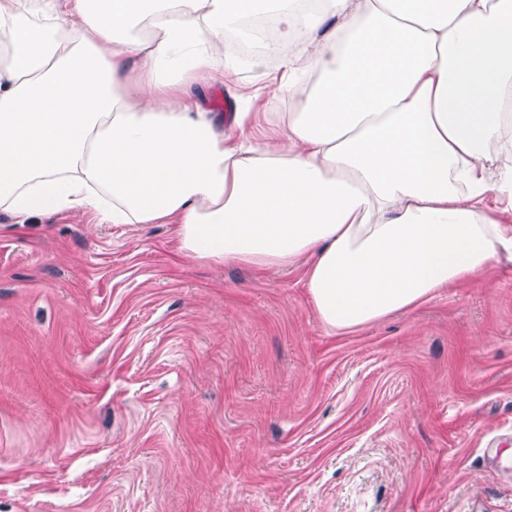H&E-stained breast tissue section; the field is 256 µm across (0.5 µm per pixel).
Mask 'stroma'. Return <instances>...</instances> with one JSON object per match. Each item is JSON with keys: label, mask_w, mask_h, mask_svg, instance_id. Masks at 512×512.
Instances as JSON below:
<instances>
[{"label": "stroma", "mask_w": 512, "mask_h": 512, "mask_svg": "<svg viewBox=\"0 0 512 512\" xmlns=\"http://www.w3.org/2000/svg\"><path fill=\"white\" fill-rule=\"evenodd\" d=\"M0 512H512V259L342 333L301 269L0 213Z\"/></svg>", "instance_id": "35a3bbf8"}]
</instances>
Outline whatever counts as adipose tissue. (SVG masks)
<instances>
[{
	"instance_id": "adipose-tissue-1",
	"label": "adipose tissue",
	"mask_w": 512,
	"mask_h": 512,
	"mask_svg": "<svg viewBox=\"0 0 512 512\" xmlns=\"http://www.w3.org/2000/svg\"><path fill=\"white\" fill-rule=\"evenodd\" d=\"M298 95L266 139L203 87L228 34ZM512 0H0V212L171 224L192 261L302 267L322 323L407 312L512 255Z\"/></svg>"
}]
</instances>
